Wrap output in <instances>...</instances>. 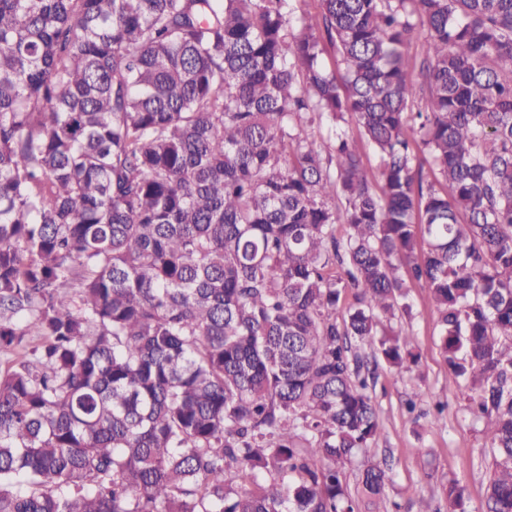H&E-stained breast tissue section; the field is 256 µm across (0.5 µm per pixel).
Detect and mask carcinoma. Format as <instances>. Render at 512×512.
<instances>
[{
	"instance_id": "cac0c4a2",
	"label": "carcinoma",
	"mask_w": 512,
	"mask_h": 512,
	"mask_svg": "<svg viewBox=\"0 0 512 512\" xmlns=\"http://www.w3.org/2000/svg\"><path fill=\"white\" fill-rule=\"evenodd\" d=\"M294 2L0 0V512H356L413 280L512 512V0Z\"/></svg>"
}]
</instances>
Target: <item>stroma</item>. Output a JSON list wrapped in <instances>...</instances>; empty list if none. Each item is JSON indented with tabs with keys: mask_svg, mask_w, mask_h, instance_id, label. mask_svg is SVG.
Returning <instances> with one entry per match:
<instances>
[{
	"mask_svg": "<svg viewBox=\"0 0 512 512\" xmlns=\"http://www.w3.org/2000/svg\"><path fill=\"white\" fill-rule=\"evenodd\" d=\"M410 314H398L392 321L397 329L414 334L421 352L418 365L397 371L379 363L372 397L380 429L376 448L392 467V479L381 499L362 504V512H418L420 500H427L439 512L448 505L444 487L458 482L465 489L469 512H484L489 479V443L484 423L468 410V392L448 370L441 356L436 318L427 288L411 282ZM424 393L421 409L442 403L445 410L438 426L426 420L412 422L406 402Z\"/></svg>",
	"mask_w": 512,
	"mask_h": 512,
	"instance_id": "1",
	"label": "stroma"
}]
</instances>
